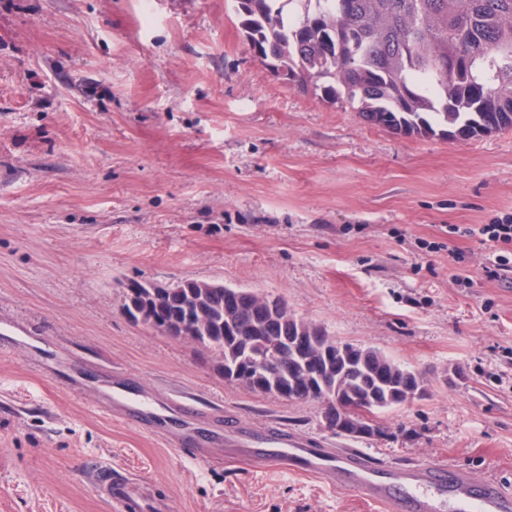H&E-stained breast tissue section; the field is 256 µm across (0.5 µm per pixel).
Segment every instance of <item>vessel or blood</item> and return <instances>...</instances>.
Masks as SVG:
<instances>
[{
  "instance_id": "1",
  "label": "vessel or blood",
  "mask_w": 512,
  "mask_h": 512,
  "mask_svg": "<svg viewBox=\"0 0 512 512\" xmlns=\"http://www.w3.org/2000/svg\"><path fill=\"white\" fill-rule=\"evenodd\" d=\"M110 401L113 416L123 421L139 426L170 424L172 434L189 454H197L204 446L195 431L199 410L194 405L143 396L132 382L121 379L113 381ZM224 451L316 475L330 486H342L386 504L389 512H512V492L496 478L477 482L464 470L445 463L396 468L357 449L330 451L313 438L277 426L257 431L244 422H225ZM97 486L116 512H139L138 491L127 478L104 468Z\"/></svg>"
}]
</instances>
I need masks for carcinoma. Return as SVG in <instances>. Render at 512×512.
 <instances>
[{
  "mask_svg": "<svg viewBox=\"0 0 512 512\" xmlns=\"http://www.w3.org/2000/svg\"><path fill=\"white\" fill-rule=\"evenodd\" d=\"M255 56L276 76L327 104L350 108L376 127L410 137L472 139L512 129V0H232ZM139 311H207L186 320L191 341L219 355L224 378L291 402L324 404L336 428L338 407H351L342 435L383 433L355 411L372 413L426 391L421 376L366 345L345 354L284 344L271 336L338 341L293 313L234 303L225 288L184 281L160 299L137 283Z\"/></svg>",
  "mask_w": 512,
  "mask_h": 512,
  "instance_id": "carcinoma-1",
  "label": "carcinoma"
}]
</instances>
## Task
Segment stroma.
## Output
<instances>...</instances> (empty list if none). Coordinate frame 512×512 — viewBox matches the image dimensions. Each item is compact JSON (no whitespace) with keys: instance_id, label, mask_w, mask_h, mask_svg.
<instances>
[{"instance_id":"1","label":"stroma","mask_w":512,"mask_h":512,"mask_svg":"<svg viewBox=\"0 0 512 512\" xmlns=\"http://www.w3.org/2000/svg\"><path fill=\"white\" fill-rule=\"evenodd\" d=\"M0 0V512H112L107 466L142 512H385L348 489L186 455L102 412L113 374L151 395L281 426L397 467L445 461L512 489V130L418 138L288 86L230 0ZM280 297L328 336L425 380L384 436L322 403L229 382L215 356L132 322L130 281ZM74 378L73 396L64 386ZM100 494L119 512H139L140 498L137 488L126 477L113 476L112 468L101 469L97 476Z\"/></svg>"}]
</instances>
